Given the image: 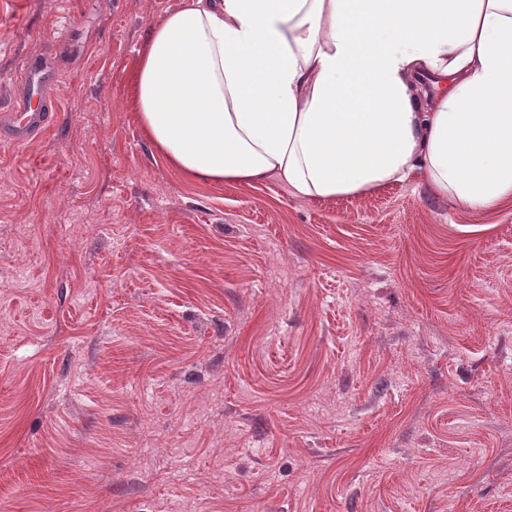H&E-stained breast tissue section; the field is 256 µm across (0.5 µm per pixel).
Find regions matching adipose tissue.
<instances>
[{
	"instance_id": "adipose-tissue-1",
	"label": "adipose tissue",
	"mask_w": 512,
	"mask_h": 512,
	"mask_svg": "<svg viewBox=\"0 0 512 512\" xmlns=\"http://www.w3.org/2000/svg\"><path fill=\"white\" fill-rule=\"evenodd\" d=\"M129 85L195 182L333 199L415 178L471 211L512 202V0H181Z\"/></svg>"
}]
</instances>
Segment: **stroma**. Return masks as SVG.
Here are the masks:
<instances>
[{
    "label": "stroma",
    "instance_id": "1",
    "mask_svg": "<svg viewBox=\"0 0 512 512\" xmlns=\"http://www.w3.org/2000/svg\"><path fill=\"white\" fill-rule=\"evenodd\" d=\"M180 0H0V512H512V204L202 184L127 76ZM57 78L55 68L41 58L32 59L23 76L22 103L10 115L9 128L2 138L15 143H23L42 131L51 120L57 108L50 89ZM36 98L38 108L30 110L32 99Z\"/></svg>",
    "mask_w": 512,
    "mask_h": 512
}]
</instances>
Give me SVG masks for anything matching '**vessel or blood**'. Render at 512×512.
<instances>
[{"label": "vessel or blood", "instance_id": "1", "mask_svg": "<svg viewBox=\"0 0 512 512\" xmlns=\"http://www.w3.org/2000/svg\"><path fill=\"white\" fill-rule=\"evenodd\" d=\"M57 78L46 60L32 59L23 76L22 103L10 116L7 139L22 143L42 131L51 120L57 103L50 93Z\"/></svg>", "mask_w": 512, "mask_h": 512}]
</instances>
